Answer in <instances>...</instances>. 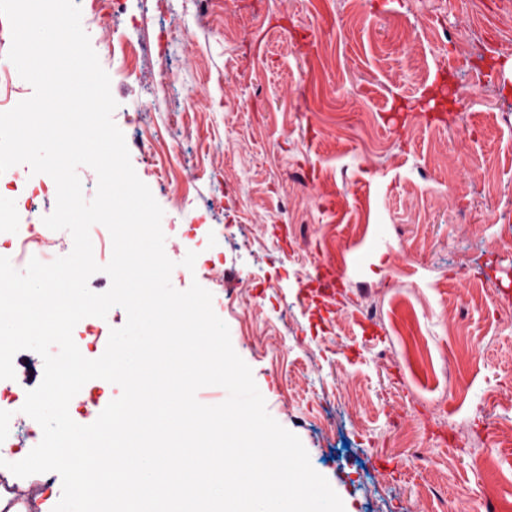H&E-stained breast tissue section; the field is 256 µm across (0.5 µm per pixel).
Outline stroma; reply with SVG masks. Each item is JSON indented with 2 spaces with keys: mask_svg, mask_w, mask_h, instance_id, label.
Masks as SVG:
<instances>
[{
  "mask_svg": "<svg viewBox=\"0 0 512 512\" xmlns=\"http://www.w3.org/2000/svg\"><path fill=\"white\" fill-rule=\"evenodd\" d=\"M78 2L113 120L164 211L172 286L212 294L266 404L344 512H451L487 493L482 512H512V293L495 286L512 268L500 242L512 220V55L497 50L512 9ZM469 42L474 54L458 57ZM161 71L177 90L156 82ZM478 71L498 74L497 94L461 100L455 88ZM190 89L204 111L189 109ZM34 181L46 187L34 233L67 255L71 234L42 225L56 184ZM126 320L116 306L73 334L98 357Z\"/></svg>",
  "mask_w": 512,
  "mask_h": 512,
  "instance_id": "stroma-1",
  "label": "stroma"
}]
</instances>
